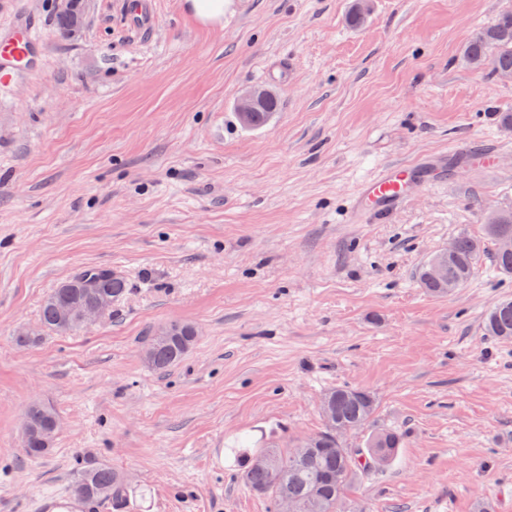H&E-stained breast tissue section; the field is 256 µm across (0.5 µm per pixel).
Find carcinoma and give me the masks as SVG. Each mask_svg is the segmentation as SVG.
Instances as JSON below:
<instances>
[{"label": "carcinoma", "mask_w": 512, "mask_h": 512, "mask_svg": "<svg viewBox=\"0 0 512 512\" xmlns=\"http://www.w3.org/2000/svg\"><path fill=\"white\" fill-rule=\"evenodd\" d=\"M470 65L490 66L496 75L512 73V8L501 11L488 26L477 30L465 49ZM276 100L272 99L253 113L249 127L265 125ZM487 236L499 242L501 235H512V212H497L485 217ZM453 251L430 256L416 272L420 286L432 296H443L463 287L474 275L484 254L481 242L469 235L454 238ZM495 270L512 275V251L497 247L492 253ZM441 264L447 271L444 279L432 275V268ZM129 291L127 282L112 270L91 267L63 281L45 298L41 309L44 332L72 333L85 326L80 309L101 294L114 301ZM76 306L68 319L60 315L64 303ZM485 335L493 339L512 338V298L495 304L483 320ZM198 339L196 327L189 322H172L155 330L145 350L147 364L163 372L180 363ZM326 430L306 439L295 448H261L247 456L239 478L255 494L279 507L284 498L293 502L296 512H344L348 490L355 481L390 464L403 444L402 435L392 429L372 433L362 448H347L341 441L346 430L366 423L375 410L370 392L349 386H338L327 392L321 402ZM58 424L52 408L42 403L29 405L25 415L26 432L23 445L27 457L35 461L52 447ZM75 498L97 505L116 501L124 494V484L108 462L87 457L73 473Z\"/></svg>", "instance_id": "1"}]
</instances>
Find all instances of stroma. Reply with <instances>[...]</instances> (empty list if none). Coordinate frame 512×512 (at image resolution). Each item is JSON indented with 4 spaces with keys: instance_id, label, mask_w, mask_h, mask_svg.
Listing matches in <instances>:
<instances>
[{
    "instance_id": "1",
    "label": "stroma",
    "mask_w": 512,
    "mask_h": 512,
    "mask_svg": "<svg viewBox=\"0 0 512 512\" xmlns=\"http://www.w3.org/2000/svg\"><path fill=\"white\" fill-rule=\"evenodd\" d=\"M87 0L79 37L53 0H0L39 41L29 75L0 93V512L70 497L87 456L125 483L120 505L80 512H274L237 475L241 442L286 444L324 426L345 385L376 399L372 426L404 446L350 492L353 512H512V340L482 333L512 278L483 258L450 296L415 272L456 235L512 208V81L464 48L512 0H232L217 26L186 0ZM278 99L241 125L239 93ZM495 152L452 165L387 217H352L361 182L394 163ZM89 267L129 292L72 335L39 326L42 302ZM192 322L182 363L144 361L148 332ZM57 414L53 447L24 453L27 407ZM272 94L268 88L251 87L237 99L236 111L239 112L244 121H247L251 112H253L251 121L248 124L249 127L256 128L265 125L269 121L272 112L276 111V100L275 98L272 99ZM268 100L270 101L256 112L257 108Z\"/></svg>"
}]
</instances>
